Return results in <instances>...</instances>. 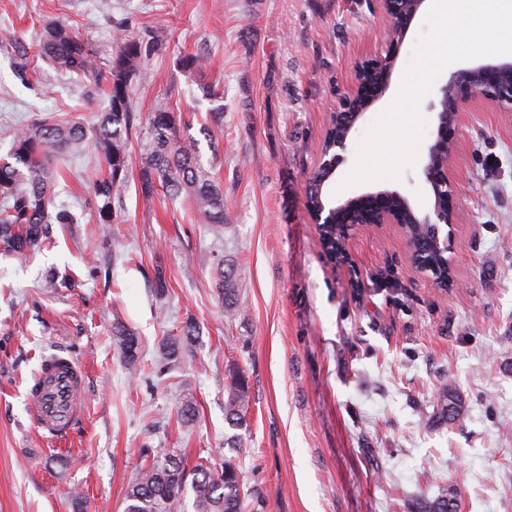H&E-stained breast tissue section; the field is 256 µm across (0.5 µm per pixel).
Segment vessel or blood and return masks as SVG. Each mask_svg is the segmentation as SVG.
Masks as SVG:
<instances>
[{
    "mask_svg": "<svg viewBox=\"0 0 512 512\" xmlns=\"http://www.w3.org/2000/svg\"><path fill=\"white\" fill-rule=\"evenodd\" d=\"M85 391V370L73 357H46L29 384V418L43 438L70 436L82 418L80 402Z\"/></svg>",
    "mask_w": 512,
    "mask_h": 512,
    "instance_id": "1",
    "label": "vessel or blood"
}]
</instances>
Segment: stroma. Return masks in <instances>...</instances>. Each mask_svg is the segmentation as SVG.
I'll return each mask as SVG.
<instances>
[{"label": "stroma", "mask_w": 512, "mask_h": 512, "mask_svg": "<svg viewBox=\"0 0 512 512\" xmlns=\"http://www.w3.org/2000/svg\"><path fill=\"white\" fill-rule=\"evenodd\" d=\"M426 16L412 22L387 92L350 133L328 181L341 198L388 189L418 214L431 208L430 104L452 65L420 103L427 126L415 166L397 180L340 187L395 99ZM54 21L103 60L119 31L158 47L132 80L129 183L110 226L94 209L105 161L90 136L53 188L79 223L53 225L33 253L0 254V512H123L129 485L162 448L191 467L235 455L243 512H415L443 488L457 512H512V111L479 100L460 115L450 163L455 285L446 290L411 265L394 224L354 229L348 262H332L306 207L339 95L356 62L386 48L376 0H0V35L12 37L0 46L2 161L19 127L54 117L89 130L109 105L101 90L34 58ZM191 56L200 68L184 67ZM162 99L200 140L199 160L224 190L223 224L203 223L184 198L147 207L136 195ZM221 263L235 273V318L216 287ZM189 322L199 337L167 361L164 344ZM119 325L139 340L133 377ZM59 352L87 377L83 419L66 442L39 437L26 394L42 358ZM231 366L249 385L240 430L224 420ZM445 382L461 405L452 421L436 403ZM187 400L197 415L184 425Z\"/></svg>", "instance_id": "1"}]
</instances>
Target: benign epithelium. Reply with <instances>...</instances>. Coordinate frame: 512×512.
<instances>
[{"label":"benign epithelium","mask_w":512,"mask_h":512,"mask_svg":"<svg viewBox=\"0 0 512 512\" xmlns=\"http://www.w3.org/2000/svg\"><path fill=\"white\" fill-rule=\"evenodd\" d=\"M425 0H414L413 10L400 12L398 0H380L383 13L388 20L396 19L399 27L387 30L385 53L364 58L355 66L354 82L350 90L339 97L334 119L353 129L358 119L376 102L387 89L398 49L411 22ZM477 100L509 110L512 108V62L480 65L464 69L453 75L441 88L438 103L430 109L437 111L438 126L436 141L429 147L424 175L434 197L444 198L447 204L436 206L423 216L417 214L406 197L397 191L378 190L362 193L354 198L326 201L321 208L310 211L316 224H335L340 235L347 236L356 226L378 227L382 224H432L435 234L433 249L443 255L455 250L453 235H441V226L457 223L456 188L449 176V163L455 150L459 133V116ZM347 138L336 141L339 153L323 161L318 168L319 178L327 180L343 161L341 151L346 149Z\"/></svg>","instance_id":"1"}]
</instances>
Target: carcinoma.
Returning a JSON list of instances; mask_svg holds the SVG:
<instances>
[{"label":"carcinoma","instance_id":"cac0c4a2","mask_svg":"<svg viewBox=\"0 0 512 512\" xmlns=\"http://www.w3.org/2000/svg\"><path fill=\"white\" fill-rule=\"evenodd\" d=\"M115 52L102 74L95 53L87 41L72 27L62 23L47 25L37 44L38 55L57 71L76 74L95 84H105L109 106L100 113L95 136L104 156L107 174L93 184V196L99 223H112V205L121 199L129 181V167L124 134L131 123L130 86L144 56L155 50L158 41L144 42L127 34L116 37ZM86 130L70 121L36 122L14 133L10 160L0 163V252L24 255L39 247L53 224H75L77 216L69 210L50 211L53 206L54 178L49 161L65 152H78L86 138ZM152 148L142 159L139 189L143 202L149 204L159 193L171 197L184 196L207 224L224 223V192L210 178L198 160V141L181 130L167 103H159L150 122ZM307 199L317 207L324 200L325 189L315 176L307 179ZM410 242L425 248L433 237L428 224L407 226ZM219 296L224 312L230 317L242 308L232 272L218 273ZM197 329L185 325L182 337L165 345V358H179L185 346L194 341ZM129 373L138 371V338L124 326L116 328ZM224 418L229 425H246L249 408V385L236 369L227 370ZM443 415L453 420L458 416L454 395L443 387L437 397ZM222 473L199 464L187 481L186 467L174 453L164 461L144 470L125 494V512H174L190 489L196 512H242V495L237 465L224 460ZM417 512H454L448 493L424 499Z\"/></svg>","mask_w":512,"mask_h":512}]
</instances>
